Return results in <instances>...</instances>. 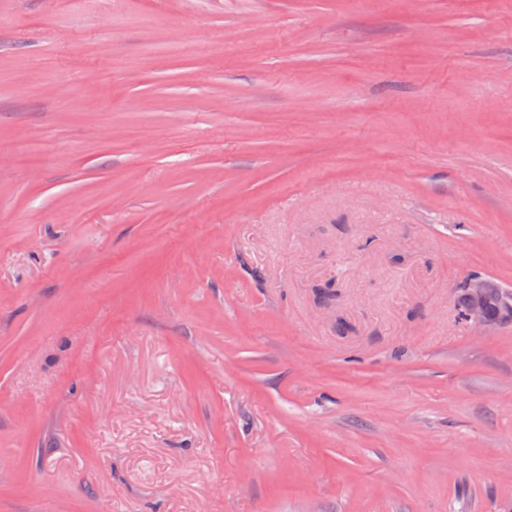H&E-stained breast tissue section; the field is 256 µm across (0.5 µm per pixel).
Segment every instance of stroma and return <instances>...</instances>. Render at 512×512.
<instances>
[{
  "mask_svg": "<svg viewBox=\"0 0 512 512\" xmlns=\"http://www.w3.org/2000/svg\"><path fill=\"white\" fill-rule=\"evenodd\" d=\"M475 273L512 0H0V512H512Z\"/></svg>",
  "mask_w": 512,
  "mask_h": 512,
  "instance_id": "1",
  "label": "stroma"
}]
</instances>
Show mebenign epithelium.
<instances>
[{
    "mask_svg": "<svg viewBox=\"0 0 512 512\" xmlns=\"http://www.w3.org/2000/svg\"><path fill=\"white\" fill-rule=\"evenodd\" d=\"M460 293L465 304V321L469 327L487 332L497 326L512 324V290L496 278L473 274L461 282ZM498 298L495 314H490L491 297Z\"/></svg>",
    "mask_w": 512,
    "mask_h": 512,
    "instance_id": "benign-epithelium-1",
    "label": "benign epithelium"
}]
</instances>
